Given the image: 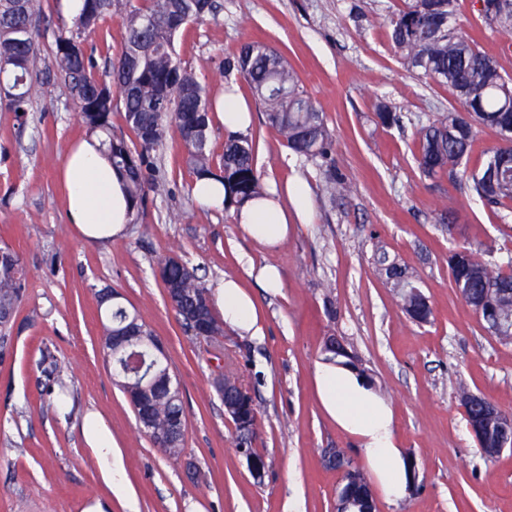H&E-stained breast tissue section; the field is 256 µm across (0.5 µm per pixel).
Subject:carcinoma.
I'll return each instance as SVG.
<instances>
[{"instance_id":"cac0c4a2","label":"carcinoma","mask_w":512,"mask_h":512,"mask_svg":"<svg viewBox=\"0 0 512 512\" xmlns=\"http://www.w3.org/2000/svg\"><path fill=\"white\" fill-rule=\"evenodd\" d=\"M458 0H403L390 12L385 24L396 54L411 73L448 85L462 102L464 111L442 114L416 131L418 166L429 179L456 175L490 204L512 203V158L502 161V142L512 139V79L498 61L482 52L461 31L457 21ZM214 0H83L79 17L70 30L54 38L51 60L42 58L33 31V18L40 0H0V95L18 120L26 117L39 75L54 73L78 108L87 133L101 137L112 167L125 178L132 220H137L148 192L165 189L157 165V150L169 130H174L186 150L185 162L195 179L214 178L225 190L224 208L238 209L245 202L262 198L266 189L255 165L256 141L248 135L224 140L221 155L212 148V123L216 101L209 98L199 78L182 66L175 50L181 27L214 14ZM124 15L122 51L108 69H97L88 53L84 34L98 27L106 16ZM484 22L512 36V7L502 0H484ZM222 74L235 75L250 86L264 109L265 122L279 131L288 148L306 159H326L332 134L322 112L308 95L297 71L286 58L260 41L243 43L224 57ZM119 99H114L113 90ZM121 108L135 141L112 136V112ZM488 128L499 138L484 151L482 163L469 167V157L478 132ZM378 264L394 288L408 317L419 324L433 319V309L419 283L382 253ZM448 266L454 288L483 322L485 330L501 341H512V263L502 266L485 254L468 248L450 255ZM166 298L178 314L184 332L193 339L209 337L223 343L224 322L214 312L212 292L197 268L178 256H168L158 265ZM24 293V275L16 252L0 247V348L10 344V324ZM105 307L103 349L114 364L124 360L130 347L124 336L146 340L153 331L118 300L111 288L98 291ZM206 329L196 330V320ZM325 360L358 368L356 357L343 345H325ZM151 369L147 380L137 375L118 376L120 388L129 397L136 419L147 414L158 443L169 434L173 443L159 446L171 459L184 453L186 416L177 387H166L173 378L166 358L146 355Z\"/></svg>"}]
</instances>
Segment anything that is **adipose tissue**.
Masks as SVG:
<instances>
[{"instance_id": "ef3b65f1", "label": "adipose tissue", "mask_w": 512, "mask_h": 512, "mask_svg": "<svg viewBox=\"0 0 512 512\" xmlns=\"http://www.w3.org/2000/svg\"><path fill=\"white\" fill-rule=\"evenodd\" d=\"M62 179L70 221L84 240L100 242L124 232L131 220L125 182L97 136L69 147ZM311 213L309 188L298 179L272 190L268 199L245 203L236 220L245 236L274 249L286 241L293 219ZM213 300L226 325L244 335H263L261 309L239 279L228 277L219 282ZM315 387L327 417L358 442L361 458L380 493L392 501L405 498L410 482L389 403L357 371L328 361L317 367Z\"/></svg>"}]
</instances>
